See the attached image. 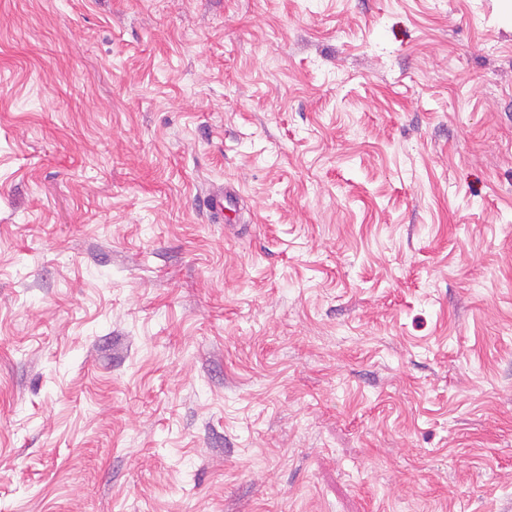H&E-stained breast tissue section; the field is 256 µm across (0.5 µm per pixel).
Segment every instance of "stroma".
I'll return each mask as SVG.
<instances>
[{
  "label": "stroma",
  "mask_w": 512,
  "mask_h": 512,
  "mask_svg": "<svg viewBox=\"0 0 512 512\" xmlns=\"http://www.w3.org/2000/svg\"><path fill=\"white\" fill-rule=\"evenodd\" d=\"M0 512H512V0H0Z\"/></svg>",
  "instance_id": "1"
}]
</instances>
